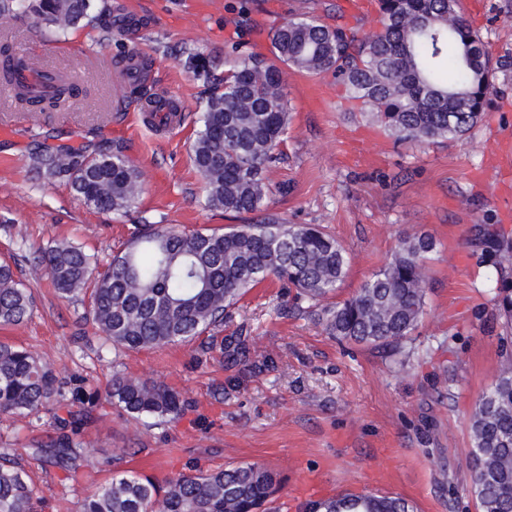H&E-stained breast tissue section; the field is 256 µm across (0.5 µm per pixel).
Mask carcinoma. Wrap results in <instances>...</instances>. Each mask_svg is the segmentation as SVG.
I'll return each instance as SVG.
<instances>
[{"instance_id": "obj_1", "label": "carcinoma", "mask_w": 512, "mask_h": 512, "mask_svg": "<svg viewBox=\"0 0 512 512\" xmlns=\"http://www.w3.org/2000/svg\"><path fill=\"white\" fill-rule=\"evenodd\" d=\"M378 30L367 35L345 22L301 13L271 30L273 58L237 56L219 78L211 61L189 52L183 65L210 83L190 144V158L204 180L207 205L236 216L265 210L272 192L268 170L279 160L290 115L283 92L286 65L312 75H330L346 100L368 114L399 142L457 141L477 126L512 81V52L498 54L459 10V0H375ZM33 15L57 32L93 25L109 34L119 17L108 0H0V16ZM34 66V61L0 46V79ZM76 97L63 84L48 99L20 88L22 109L61 108ZM34 163L47 177L67 180L86 205L103 213L128 210L143 192L140 170L119 146L88 153L70 147L46 148ZM481 260L497 278L495 311L512 327V238L494 224L479 230ZM436 249L428 235L399 239L390 259L350 297L333 301L348 272L340 242L316 224H290L268 214L228 228L185 231L143 224L105 266L82 246L57 242L41 251L35 270H45L60 298H87L85 319L113 349L140 351L194 344L232 366L254 374L275 369L271 358L256 361L242 336L211 331L224 314L258 284L272 279L288 289L293 304L315 309L325 331L341 341L400 352L425 314L428 270ZM31 294L12 266L0 262V325L17 326L32 310ZM471 414L473 472L470 493L479 512H512V351ZM104 401L133 419L159 423L182 415L188 401L155 380L115 374L99 389L74 378L63 382L31 351L0 343V416L53 413L55 423H78L67 403ZM83 449L67 434L39 444L35 453L77 480ZM279 474L256 463L195 468L165 478L164 485L124 471L90 489L80 512H269L281 490ZM42 498L14 460L0 456V512H39ZM303 512H415L391 495H343L310 501Z\"/></svg>"}]
</instances>
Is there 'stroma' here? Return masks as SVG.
I'll return each instance as SVG.
<instances>
[{
    "label": "stroma",
    "mask_w": 512,
    "mask_h": 512,
    "mask_svg": "<svg viewBox=\"0 0 512 512\" xmlns=\"http://www.w3.org/2000/svg\"><path fill=\"white\" fill-rule=\"evenodd\" d=\"M143 19L137 36L85 26L64 33L29 16L0 21L13 52L30 51L41 67L80 74L81 96L57 112H0V260L10 261L32 293L22 325L0 327V342L28 348L60 379L107 385L113 374L166 383L190 402L178 419L155 423L122 416L107 404L73 403L86 417L81 441L96 450L80 462L78 482L34 458L32 438L55 429L47 413L0 419V453L15 454L44 500V512H79L88 489L113 472L156 481L192 467L258 463L284 485L271 512L339 493L403 497L417 512H478L471 484L469 417L500 362L501 324L492 313L493 267L475 246L485 219L512 235V84L483 121L458 141L394 143L367 115L350 108L328 76L284 71L290 109L283 159L270 173V212L292 224L327 226L350 258L340 297L354 293L389 259L399 238L428 234L426 314L404 361L338 342L310 313L293 309L278 284L253 288L230 310L221 335L246 336L252 356L273 358L255 375L198 356L192 346L116 351L84 320L81 299L58 297L32 265L57 241L79 244L100 262L121 251L135 225L186 230L222 228L231 219L208 207L189 146L208 95L179 59L191 49L223 65L227 45L271 55L269 31L307 11L325 17L337 0H129ZM504 0H461L493 50L512 51ZM148 61L138 85L117 65L128 52ZM178 98L183 126L172 133L141 127L156 93ZM123 147L142 174L144 192L125 213L87 206L35 168L38 148Z\"/></svg>",
    "instance_id": "stroma-1"
}]
</instances>
